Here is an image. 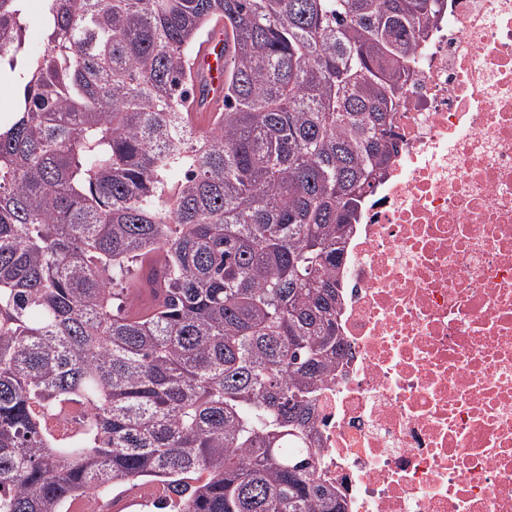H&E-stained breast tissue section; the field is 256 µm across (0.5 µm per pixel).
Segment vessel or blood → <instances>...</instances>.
Here are the masks:
<instances>
[{
	"instance_id": "1",
	"label": "vessel or blood",
	"mask_w": 512,
	"mask_h": 512,
	"mask_svg": "<svg viewBox=\"0 0 512 512\" xmlns=\"http://www.w3.org/2000/svg\"><path fill=\"white\" fill-rule=\"evenodd\" d=\"M224 41V25L216 23L199 41L191 60L192 73H204L213 92L206 109H199L197 102H190L188 109L191 114H202L204 119H211L215 112L220 111L224 103V62L226 53L221 50Z\"/></svg>"
}]
</instances>
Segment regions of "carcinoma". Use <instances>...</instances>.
<instances>
[{
	"label": "carcinoma",
	"instance_id": "1",
	"mask_svg": "<svg viewBox=\"0 0 512 512\" xmlns=\"http://www.w3.org/2000/svg\"><path fill=\"white\" fill-rule=\"evenodd\" d=\"M26 3L0 0V512L148 482L161 512H346L312 414L339 270L448 0H43L38 51ZM219 19L202 126L189 60ZM224 43V24L218 22L213 25L210 30L199 41L194 57L191 59V71L193 76L201 73V66L209 68L204 71L207 83L216 88L217 91L210 95V102L204 111L198 108L197 99L192 102L189 100L186 105L192 118L199 122H207L214 116V112H219L223 108L224 103V61L231 53L230 43H226L225 53L220 52ZM203 112V115L198 114Z\"/></svg>",
	"mask_w": 512,
	"mask_h": 512
}]
</instances>
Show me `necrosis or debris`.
Returning a JSON list of instances; mask_svg holds the SVG:
<instances>
[{"label": "necrosis or debris", "mask_w": 512, "mask_h": 512, "mask_svg": "<svg viewBox=\"0 0 512 512\" xmlns=\"http://www.w3.org/2000/svg\"><path fill=\"white\" fill-rule=\"evenodd\" d=\"M344 255L314 407L347 512H512V0H448Z\"/></svg>", "instance_id": "1"}]
</instances>
